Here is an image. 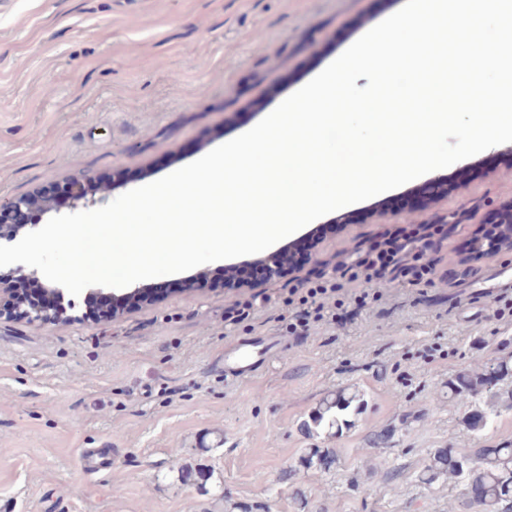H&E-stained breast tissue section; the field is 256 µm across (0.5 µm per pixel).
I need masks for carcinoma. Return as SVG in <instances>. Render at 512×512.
Segmentation results:
<instances>
[{"instance_id":"cac0c4a2","label":"carcinoma","mask_w":512,"mask_h":512,"mask_svg":"<svg viewBox=\"0 0 512 512\" xmlns=\"http://www.w3.org/2000/svg\"><path fill=\"white\" fill-rule=\"evenodd\" d=\"M512 375V365L506 360L496 365L477 367L472 376L448 381V392L460 402L484 401L485 407H476L465 419L474 431L489 425L498 408H512V394L500 388L501 381ZM364 395L358 391L340 390L336 396L324 400L311 414L317 427L341 430L352 425L350 417L359 414ZM447 473L470 487L472 495L462 502L460 512H512V446L495 448H445L433 455L426 481L431 483Z\"/></svg>"}]
</instances>
